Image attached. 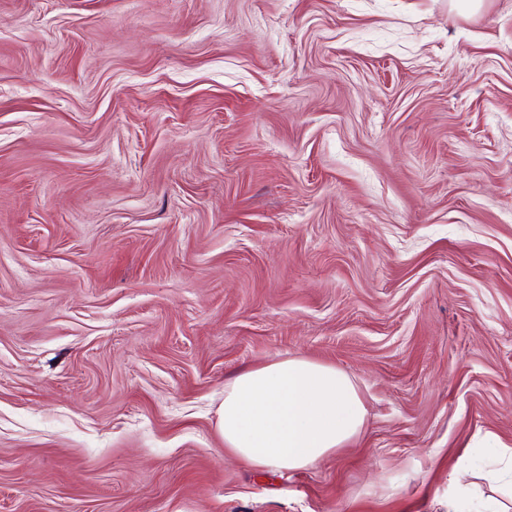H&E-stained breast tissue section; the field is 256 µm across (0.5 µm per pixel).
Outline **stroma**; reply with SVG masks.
Listing matches in <instances>:
<instances>
[{
  "mask_svg": "<svg viewBox=\"0 0 512 512\" xmlns=\"http://www.w3.org/2000/svg\"><path fill=\"white\" fill-rule=\"evenodd\" d=\"M335 367L361 433L224 448ZM512 448V0H0V512H448ZM365 406L352 380L304 358H278L224 384L218 412L225 450L261 469L299 470L360 432Z\"/></svg>",
  "mask_w": 512,
  "mask_h": 512,
  "instance_id": "35a3bbf8",
  "label": "stroma"
}]
</instances>
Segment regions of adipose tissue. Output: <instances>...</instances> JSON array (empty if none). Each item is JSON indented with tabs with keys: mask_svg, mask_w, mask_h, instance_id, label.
<instances>
[{
	"mask_svg": "<svg viewBox=\"0 0 512 512\" xmlns=\"http://www.w3.org/2000/svg\"><path fill=\"white\" fill-rule=\"evenodd\" d=\"M365 406L334 367L283 357L224 385L218 412L225 450L261 469L310 467L355 438Z\"/></svg>",
	"mask_w": 512,
	"mask_h": 512,
	"instance_id": "adipose-tissue-1",
	"label": "adipose tissue"
}]
</instances>
